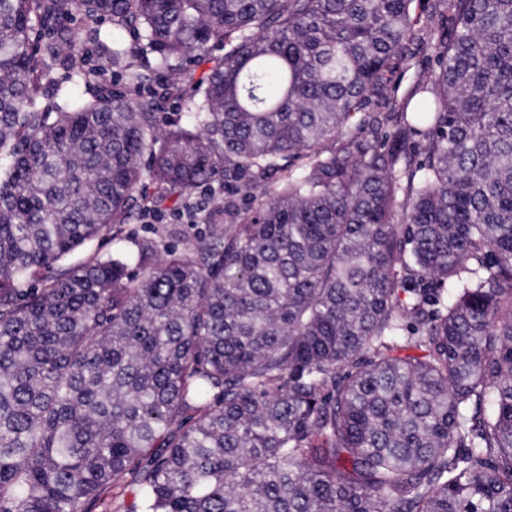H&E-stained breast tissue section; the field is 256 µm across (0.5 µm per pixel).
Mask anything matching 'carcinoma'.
<instances>
[{
    "label": "carcinoma",
    "instance_id": "carcinoma-1",
    "mask_svg": "<svg viewBox=\"0 0 512 512\" xmlns=\"http://www.w3.org/2000/svg\"><path fill=\"white\" fill-rule=\"evenodd\" d=\"M414 2L0 0V512H512V0ZM75 15L77 19L74 21H65L64 19H61L58 22V27L76 30L78 36L80 37L78 53L80 67L84 70L94 68L97 65L98 47L93 34L95 29H100L102 31L110 30L114 34L119 35L122 39L127 40L124 31L113 25L112 21L110 20H103L100 22L92 23L90 21H85L80 14ZM174 216L177 220L186 221L187 224H181L169 216L163 220L164 214L160 208L151 209L144 214L143 218L146 219L147 223H159L146 224L142 217H139L130 224L123 226L120 240L112 242V239H106L99 243L95 241L81 249L75 258L84 257L95 251L101 255L112 254V251L118 249L128 254H136L142 240L153 237L157 232L161 233L162 231L168 232L166 240L170 245L183 250L195 238L204 235L207 230V221L204 217H200L197 224H192L195 220L181 210L174 212Z\"/></svg>",
    "mask_w": 512,
    "mask_h": 512
}]
</instances>
